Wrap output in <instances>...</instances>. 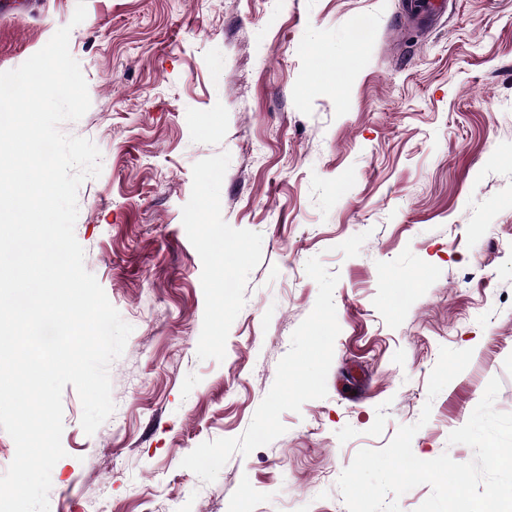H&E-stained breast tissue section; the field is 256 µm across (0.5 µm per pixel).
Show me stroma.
<instances>
[{
  "label": "stroma",
  "instance_id": "obj_1",
  "mask_svg": "<svg viewBox=\"0 0 512 512\" xmlns=\"http://www.w3.org/2000/svg\"><path fill=\"white\" fill-rule=\"evenodd\" d=\"M32 3L0 71L70 26L91 106L60 130L101 152L74 234L133 328L95 433L63 391L50 512H347L342 470L426 406L414 455L471 461L491 378L512 413V0L429 30L407 0ZM444 346L473 356L432 398Z\"/></svg>",
  "mask_w": 512,
  "mask_h": 512
}]
</instances>
